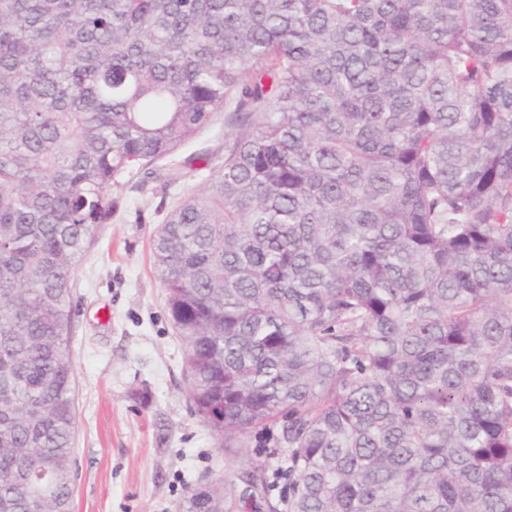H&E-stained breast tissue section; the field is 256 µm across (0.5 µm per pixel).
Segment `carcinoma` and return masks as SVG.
<instances>
[{
    "mask_svg": "<svg viewBox=\"0 0 512 512\" xmlns=\"http://www.w3.org/2000/svg\"><path fill=\"white\" fill-rule=\"evenodd\" d=\"M230 102L154 267L195 414L284 450L181 512H512V0H0V512H73L75 271ZM234 105L235 103L225 105L224 110L214 117L211 125L192 142L182 146L177 153V157L182 159L191 154L200 153L217 156L219 159L223 158L225 135L234 132L236 129Z\"/></svg>",
    "mask_w": 512,
    "mask_h": 512,
    "instance_id": "1",
    "label": "carcinoma"
}]
</instances>
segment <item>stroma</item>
Here are the masks:
<instances>
[{
  "instance_id": "1",
  "label": "stroma",
  "mask_w": 512,
  "mask_h": 512,
  "mask_svg": "<svg viewBox=\"0 0 512 512\" xmlns=\"http://www.w3.org/2000/svg\"><path fill=\"white\" fill-rule=\"evenodd\" d=\"M236 129L232 105L183 145L179 157L223 156ZM203 174L161 187L135 167L112 190L118 208L97 225L75 272L71 352L77 428L73 512H178L201 479L268 459L220 448L193 410L184 353L165 308L152 241L177 199Z\"/></svg>"
}]
</instances>
